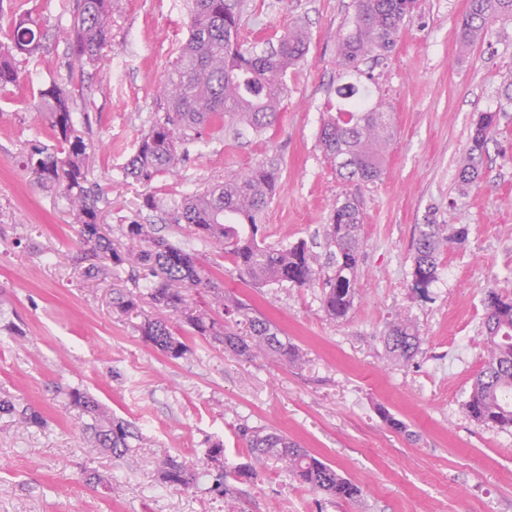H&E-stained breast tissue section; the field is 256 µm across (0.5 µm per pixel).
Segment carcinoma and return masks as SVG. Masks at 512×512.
Here are the masks:
<instances>
[{
  "label": "carcinoma",
  "instance_id": "cac0c4a2",
  "mask_svg": "<svg viewBox=\"0 0 512 512\" xmlns=\"http://www.w3.org/2000/svg\"><path fill=\"white\" fill-rule=\"evenodd\" d=\"M191 26L187 43L168 72L165 114L149 131L123 167V175L146 187L163 174H173L189 156V145L211 131L229 126L263 132L275 122L286 92L288 70L298 66L308 50L305 31L295 26L276 42L257 49L239 39L244 0H191ZM416 0H355V14L338 36L337 54L347 81L336 89V111L323 118L318 141L324 156L340 178L351 185L373 183L384 173V159L393 136L392 114L371 100L366 61L380 63L392 52L401 25L411 18ZM512 21V0H469L462 36L470 42L500 19ZM112 0H75L70 31L71 68L95 66L110 43ZM43 32L29 12H16L0 37V88L19 81L17 57L31 58L43 49ZM41 112L56 145L34 144L23 155V167L46 188L55 190L72 210L83 250L74 257L83 276L93 278L112 267L134 263L153 277L147 292L128 289L113 298L120 311L139 306L149 295L161 310L178 311L184 288L207 289L223 306L224 319L207 309L186 316L189 333L247 359L273 357L296 364L301 352L269 319L252 312L224 289L199 257L155 235L150 224H125L124 237L136 249L123 252L102 231L101 211L88 183L87 144L78 129L79 119L71 93L56 84L41 90ZM497 113L485 112L471 134L466 157L459 166L461 191L481 178V163L493 139ZM278 181L275 168L259 164L234 173L224 183L200 188L173 203L170 221L184 224L194 234L225 254L251 286L292 283L322 288V304L332 318L345 317L354 306L360 277L362 216L356 197L347 194L336 202L326 225V261L306 244L270 245L262 235V215ZM467 224L418 225L413 257V287L424 289L436 278L439 256L451 244L464 241ZM484 344L488 357L475 378L465 403L468 415L480 425L512 429V296L499 288L485 292ZM142 336L171 359L191 352L183 337L163 317L145 318ZM386 352L395 362H406L418 352L421 338L408 318L397 317L383 337ZM77 410L83 431L92 437L94 450L117 462L139 440L134 426L110 414L88 392L72 387L66 393ZM0 414L16 415L35 425L43 417L27 405L0 399ZM239 436L257 461L280 464L300 486L333 499L350 501L361 494L359 485L288 437L266 427H243ZM224 452L214 443L205 450L202 467L166 456L159 460L162 482L189 489L206 475L208 463Z\"/></svg>",
  "mask_w": 512,
  "mask_h": 512
}]
</instances>
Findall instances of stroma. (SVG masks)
I'll return each mask as SVG.
<instances>
[{"label": "stroma", "instance_id": "1", "mask_svg": "<svg viewBox=\"0 0 512 512\" xmlns=\"http://www.w3.org/2000/svg\"><path fill=\"white\" fill-rule=\"evenodd\" d=\"M46 33L38 58L19 60L18 85L0 91V398L33 407L43 426L0 415V512H512V430L478 425L465 411L486 357L482 326L488 288L512 286V21L470 43L461 38L468 0H419L388 60L376 66L373 102L393 114L395 136L381 180L350 190L325 159L318 132L336 104L341 68L336 38L354 0H247L245 44L293 25L309 34L305 61L289 70L288 93L262 134L208 136L188 162L151 187L122 168L156 117L170 63L189 35L187 0H112L111 43L96 69L68 72L74 0H21ZM78 92L86 117L90 186L108 232L155 225L198 255L226 295L273 321L302 360H246L198 336L171 359L136 326L151 304L123 314L112 288L131 286L132 269L81 277V244L65 200L24 171L32 142H48L39 92L50 82ZM498 117L482 179L460 192L457 169L481 113ZM279 168L263 214L270 244L307 243L324 253V230L339 198L356 193L364 240L358 295L334 319L321 291L291 283L248 285L223 254L187 227L169 224L175 200L257 163ZM152 191L157 209L142 206ZM466 224L467 239L443 252L427 290L412 286L413 240L426 217ZM422 342L407 363L387 355L383 338L396 315ZM80 387L140 440L120 463L92 452L62 388ZM403 421L393 430L387 416ZM287 434L356 482L361 495L339 501L301 487L273 461L256 462L240 427ZM224 445L240 479L216 488L206 476L183 490L159 479L165 455L198 463ZM116 476L114 489L92 474Z\"/></svg>", "mask_w": 512, "mask_h": 512}]
</instances>
